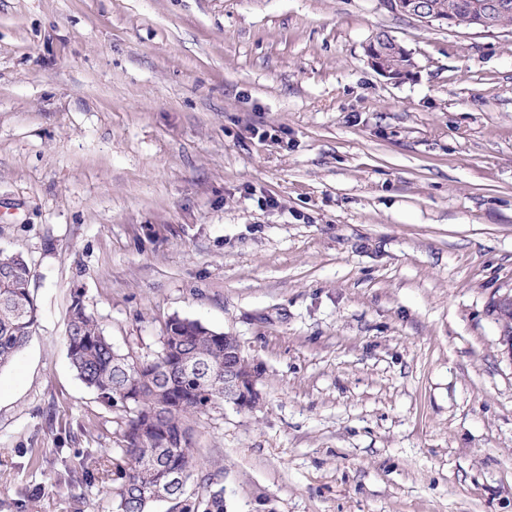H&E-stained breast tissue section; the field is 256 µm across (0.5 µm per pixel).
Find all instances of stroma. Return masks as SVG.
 <instances>
[{
  "label": "stroma",
  "mask_w": 512,
  "mask_h": 512,
  "mask_svg": "<svg viewBox=\"0 0 512 512\" xmlns=\"http://www.w3.org/2000/svg\"><path fill=\"white\" fill-rule=\"evenodd\" d=\"M380 32L408 78L368 64ZM0 249L39 306L0 370V512H117L126 417L67 358L77 293L133 359L180 317L255 370L151 512H512V28L0 0Z\"/></svg>",
  "instance_id": "1"
}]
</instances>
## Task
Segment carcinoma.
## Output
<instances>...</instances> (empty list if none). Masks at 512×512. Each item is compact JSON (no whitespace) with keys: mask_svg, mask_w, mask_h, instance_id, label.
Returning <instances> with one entry per match:
<instances>
[{"mask_svg":"<svg viewBox=\"0 0 512 512\" xmlns=\"http://www.w3.org/2000/svg\"><path fill=\"white\" fill-rule=\"evenodd\" d=\"M32 270L17 253L0 250V369L13 362L33 335L39 310L31 292ZM162 351L138 362L114 350L82 295L74 294L67 323V355L81 381L101 400L120 407L128 419L124 432L127 459L119 488L118 512H144V492L156 489L179 499L183 486H171L176 471L191 479L198 461L191 448L189 417L224 403V340L196 320L174 317L166 324ZM202 363L215 379L182 372Z\"/></svg>","mask_w":512,"mask_h":512,"instance_id":"cac0c4a2","label":"carcinoma"}]
</instances>
